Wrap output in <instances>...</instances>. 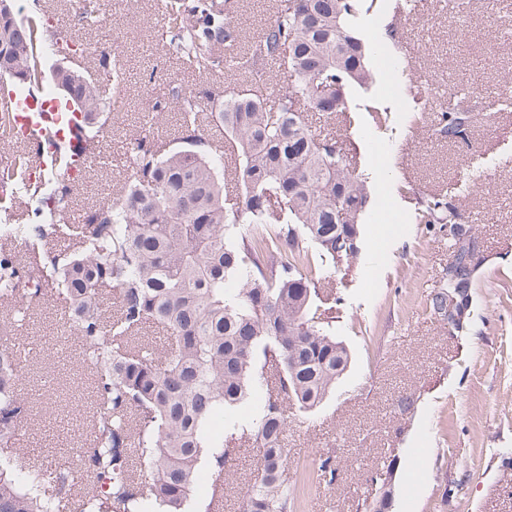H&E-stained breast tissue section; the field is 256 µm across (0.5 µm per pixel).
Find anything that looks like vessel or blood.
<instances>
[{"instance_id":"b4317fda","label":"vessel or blood","mask_w":512,"mask_h":512,"mask_svg":"<svg viewBox=\"0 0 512 512\" xmlns=\"http://www.w3.org/2000/svg\"><path fill=\"white\" fill-rule=\"evenodd\" d=\"M0 109L9 113L12 137L24 144L30 158L27 190H34L36 183L59 168L73 174L94 165V157L77 147L75 135L83 123L82 113L45 98L41 88L23 92L1 84Z\"/></svg>"}]
</instances>
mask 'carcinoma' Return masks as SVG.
Here are the masks:
<instances>
[{
    "label": "carcinoma",
    "instance_id": "cac0c4a2",
    "mask_svg": "<svg viewBox=\"0 0 512 512\" xmlns=\"http://www.w3.org/2000/svg\"><path fill=\"white\" fill-rule=\"evenodd\" d=\"M368 0H278L273 18L241 43L240 0H165L172 58L198 73L220 71L221 93L174 86L155 98L160 119L180 118L153 137L128 135V178L117 197L65 218L75 193L59 174L23 195L31 217L0 224V512H224L226 464L244 439L258 444L242 512H297L288 480V404L317 408L336 388L348 352L317 300L324 267L355 258L368 204L365 178L334 133L307 113L351 124L348 91L375 75L353 19ZM80 18L100 22V0H80ZM59 33L41 16H17L0 0V84H42L40 48ZM265 74L268 97L239 79ZM124 53L101 51L92 72L64 62L51 70L75 109L108 122L122 91ZM468 112L440 111L437 134L465 140ZM29 175L14 155L0 168V209ZM420 224L472 227L446 193L415 198ZM25 248L20 255L14 244ZM474 271L448 276L429 310L448 316V295L469 305ZM64 316L92 369L94 412L78 430L88 441L71 473L16 446L31 421L29 359L17 335L29 308L47 295ZM264 394L250 418L237 410ZM80 476L84 493L67 487ZM207 477L209 500L191 509Z\"/></svg>",
    "mask_w": 512,
    "mask_h": 512
}]
</instances>
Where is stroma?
I'll return each mask as SVG.
<instances>
[{"label": "stroma", "mask_w": 512, "mask_h": 512, "mask_svg": "<svg viewBox=\"0 0 512 512\" xmlns=\"http://www.w3.org/2000/svg\"><path fill=\"white\" fill-rule=\"evenodd\" d=\"M44 2L53 27L81 30L101 49L119 45L127 57V89L103 137L115 157L169 81L200 92L224 86L222 73L204 80L170 58L161 0H101V21L91 28L83 27L77 0ZM393 3L374 0L355 21L376 81L350 91L359 113L343 138L369 178V215L358 257L328 270L332 297L323 303L349 363L335 391L292 422L285 441L298 471H312L321 452L335 456L340 476L332 484L314 479L298 512H357L374 496L371 472L392 453L399 466L390 512H512V105H489L505 96L500 78L512 72V0H417L398 21ZM462 31L467 39H459ZM403 45L414 46L416 66L432 84L419 112L407 109ZM153 71L156 83L145 85ZM453 98L470 112L463 145L436 132L437 111ZM371 101L387 111L382 125L362 110ZM473 167L484 173L476 189ZM124 181L120 168L91 169L74 209L103 202ZM429 192L448 193L476 237L475 286L460 331L429 312L455 252L449 227L414 219V195ZM23 333L35 346L27 383L39 389V405L76 418L86 399L67 373L79 343L54 297L34 308ZM19 443L35 456L54 453L65 466L77 462L75 445L48 418L34 416ZM257 454L247 440L229 461L224 512H242Z\"/></svg>", "instance_id": "35a3bbf8"}]
</instances>
